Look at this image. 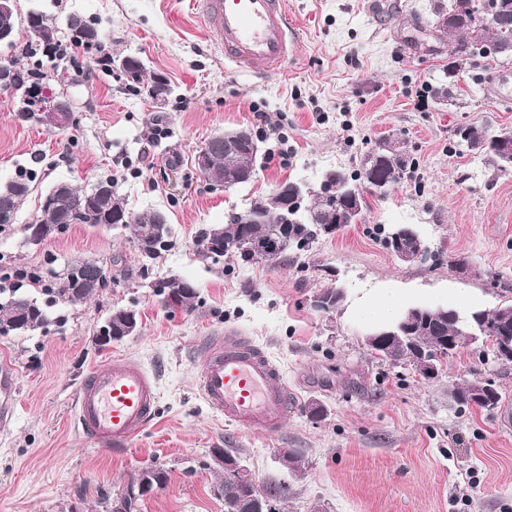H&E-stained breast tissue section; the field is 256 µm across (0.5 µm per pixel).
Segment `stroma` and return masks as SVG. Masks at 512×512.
Segmentation results:
<instances>
[{"label":"stroma","mask_w":512,"mask_h":512,"mask_svg":"<svg viewBox=\"0 0 512 512\" xmlns=\"http://www.w3.org/2000/svg\"><path fill=\"white\" fill-rule=\"evenodd\" d=\"M299 25L297 53L284 73L264 79L233 69L208 40L189 0H15L16 47L0 61L20 75L39 65L40 90L68 98L75 123L56 130L19 117L23 92L0 85V183L34 176L35 188L15 224L0 231V267L63 271L75 260L102 265L111 282L87 302L60 306L28 336L0 335V356L17 368L14 422L0 433V512H105L142 471L161 468L166 483L140 496L135 512H224L214 491L224 470L211 451L227 448L259 485L284 482L279 512H512V363L474 343L449 355L438 376L419 379L412 367L372 351L369 324L352 309L382 288H397L407 305H448V291L468 288L486 309L512 304V171L482 164L458 144L457 127L512 130V64L467 68L458 92L438 102L448 45L430 32L431 0H401L378 27L363 0H284ZM49 15L60 34L77 14L97 22L101 50L138 55L148 73L173 88L165 103L132 91L120 71L94 67L76 50L58 76L54 61L33 62L22 48L34 36L31 10ZM283 113L288 160L271 156L253 181L213 188L197 171V152L215 134L254 127L252 105ZM168 137L148 142L151 124ZM385 139L404 143L414 172L387 191L365 193L360 222L315 242L300 257L247 267L203 257L204 229L265 197L289 179L316 183L321 172L356 170ZM141 161L140 174L123 161ZM114 180L130 211H164L173 247L153 263L139 256L128 231L108 224L71 225L41 244L29 243L42 195L55 183L84 188ZM399 224L418 228L426 261L404 263L381 242ZM464 266H457V259ZM182 278L197 289L191 311L162 306L158 282ZM343 292L324 312L321 289ZM141 317L136 335L98 348L95 338L113 309ZM233 331L259 345L277 364L296 409L279 433L259 435L225 422L198 387L207 336ZM126 355L153 372L157 417L124 452L100 448L74 426V398L90 369ZM492 381L499 408L462 407L450 389L472 375ZM295 451L299 471L281 453Z\"/></svg>","instance_id":"1"}]
</instances>
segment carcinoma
Returning <instances> with one entry per match:
<instances>
[{
    "label": "carcinoma",
    "instance_id": "carcinoma-1",
    "mask_svg": "<svg viewBox=\"0 0 512 512\" xmlns=\"http://www.w3.org/2000/svg\"><path fill=\"white\" fill-rule=\"evenodd\" d=\"M435 17L444 15L465 19L448 34V89H437V97L452 98V87L457 85L459 72L483 60L507 64L512 62V0H448V6L439 5L434 9ZM28 24L36 41L26 45L25 53L35 58L51 54L63 61L71 56L73 49L98 51L101 48V33L97 23L79 15L67 20L71 38L63 42L58 38L57 29L42 12L33 11L28 16ZM18 26L14 7L0 10V29L9 31L8 46L15 47V34ZM455 137L468 151L481 158L494 168L505 171L512 169V148L496 146L492 143L493 133L487 127L478 125L460 126ZM211 164L205 178L209 184H221L226 188L247 183L244 178L249 168L256 165L257 156L245 149L232 161L224 155V135L217 134L205 144ZM415 168V162L405 156L401 148L392 146L385 139L375 145L360 162L356 172L350 174L343 168L328 169L322 178L336 188V196L341 204L331 211L320 193L305 197L307 203H299L297 218L299 223L291 225L293 233L305 239V246L295 249L300 255L309 250L311 244L327 235H334L344 227L357 223L364 208V189L382 191L399 183L408 171ZM33 191V176L21 174L0 184V213L5 211L17 217L20 206ZM51 197L41 198L39 216L35 223L46 226L49 236L63 233L73 224H112L121 217L136 219L146 217L150 210L132 212L120 197L113 180H101L89 189H81L69 183L57 184L49 190ZM287 210L277 208L264 197L249 207L228 216L226 224L209 228L199 239L200 253L217 262L220 258L234 260L242 265L253 264L255 260L239 251L233 242L244 234L255 238L268 239L276 236L280 228V215ZM224 239V254L213 255L209 241ZM38 283L30 288H11L5 302H0V332L14 331L27 335L43 328L50 320L52 309L60 304L72 303V296L79 293L88 300L105 287L94 273L86 275L81 285H76L70 273L59 277L49 270L39 273ZM167 294L164 306L193 308L197 298L196 287L191 282L171 277L163 282ZM423 326L385 341L377 347L368 342L369 347L392 363L402 360L404 354L414 349L439 352L445 357L457 348L442 349L448 336L455 333L463 323L476 328L484 322L509 325L512 331V309L501 308L464 312L452 307H415ZM140 323L138 312L132 307H119L112 310V340L128 337L127 329L132 323ZM457 404L478 406L482 409L496 407L502 399L498 389L491 382L478 376L456 388ZM217 493L224 501V512H236L234 502L252 497L245 485H234L223 479L217 485Z\"/></svg>",
    "mask_w": 512,
    "mask_h": 512
}]
</instances>
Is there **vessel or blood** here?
I'll return each mask as SVG.
<instances>
[{
    "label": "vessel or blood",
    "instance_id": "b4317fda",
    "mask_svg": "<svg viewBox=\"0 0 512 512\" xmlns=\"http://www.w3.org/2000/svg\"><path fill=\"white\" fill-rule=\"evenodd\" d=\"M209 39L237 68L260 76L284 71L298 39L283 0H192ZM199 387L208 406L225 420L264 434H276L294 398L278 367L251 340L226 333L201 346ZM17 373L0 363V429L15 417ZM153 374L118 356L90 370L75 397L78 430L102 448L131 446L156 416Z\"/></svg>",
    "mask_w": 512,
    "mask_h": 512
}]
</instances>
